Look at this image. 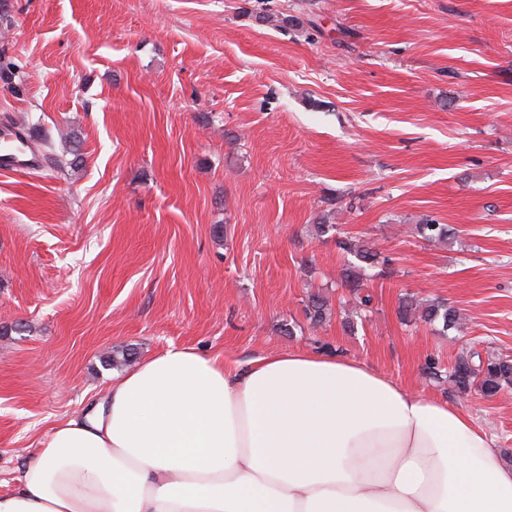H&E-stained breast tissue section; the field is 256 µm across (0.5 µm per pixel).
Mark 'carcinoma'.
<instances>
[{"label":"carcinoma","instance_id":"obj_1","mask_svg":"<svg viewBox=\"0 0 512 512\" xmlns=\"http://www.w3.org/2000/svg\"><path fill=\"white\" fill-rule=\"evenodd\" d=\"M415 231L422 238L433 241L448 239L450 229L446 224H438L431 219L424 224L415 225ZM351 260L340 273V286L353 297L358 308L368 306L371 296L363 294V269L378 262L380 253L367 245L344 239L339 242ZM307 311L312 327H321L332 315L328 301L318 294L308 297ZM402 318L421 320L430 325H440L444 331L463 332L464 323L457 310L445 299H420L414 295L405 297L400 306ZM133 353L126 346L113 348L106 356L105 366L119 369L131 363ZM448 383L460 395L469 394L472 387L486 399L496 396L500 391L512 387V359L503 358L490 351L465 349L448 368Z\"/></svg>","mask_w":512,"mask_h":512}]
</instances>
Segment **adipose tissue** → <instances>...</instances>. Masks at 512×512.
<instances>
[{
  "instance_id": "adipose-tissue-1",
  "label": "adipose tissue",
  "mask_w": 512,
  "mask_h": 512,
  "mask_svg": "<svg viewBox=\"0 0 512 512\" xmlns=\"http://www.w3.org/2000/svg\"><path fill=\"white\" fill-rule=\"evenodd\" d=\"M0 512H512V465L362 362L170 347L52 427Z\"/></svg>"
}]
</instances>
